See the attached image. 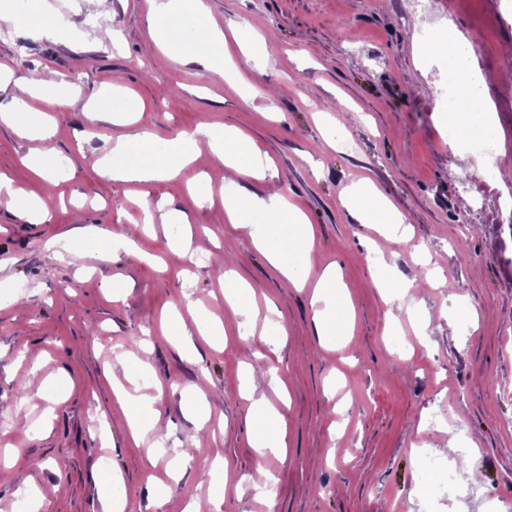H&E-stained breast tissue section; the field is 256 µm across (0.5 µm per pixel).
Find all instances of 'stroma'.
I'll return each mask as SVG.
<instances>
[{"label":"stroma","instance_id":"stroma-1","mask_svg":"<svg viewBox=\"0 0 512 512\" xmlns=\"http://www.w3.org/2000/svg\"><path fill=\"white\" fill-rule=\"evenodd\" d=\"M57 34L20 29L0 39L8 94L27 93L31 74L44 89L67 79L92 89L106 80L126 91L140 126L167 139L198 126L246 134L269 174L308 217L316 241L313 275L329 265L342 274L336 312L345 335L321 346L310 300L252 244L259 215L230 223L224 198L263 195L265 185L221 164L188 169L210 193L169 196L166 183H119L95 163L112 146L107 119L91 122L80 106L52 105L48 140L74 175L54 181L29 168L32 141L0 125V175L28 194L54 201L43 224L0 206V434L13 451L0 465V508L16 512L27 490L47 500L34 512H105L103 466L121 474L125 512H181L189 498L208 499L223 485L220 512H512V265L501 253V194L512 178L484 182L463 150L448 146V115L438 109L442 57L425 34L455 32L472 46L471 69L489 84L496 116L495 167L512 165L504 133L512 129V84L498 83L512 50V0H205L198 24L222 29L255 21L260 45L246 57L230 43L234 65L223 82L193 62L169 58L158 44L142 0H112L113 17L88 14L84 0H49ZM114 26L112 45L96 41ZM369 181L411 218L408 236L369 235L342 197ZM147 195L151 211L187 213L189 225L145 222L130 194ZM88 225L123 230L137 253L73 261L54 240ZM190 235L192 256L168 241ZM231 258L232 278L219 260ZM415 282L421 303L395 328L403 355L388 349V307L374 286L381 270ZM250 286L253 318L224 301L231 283ZM192 289L200 308L224 325L222 346H207L192 318L186 358L162 332L170 309L184 310ZM475 319H460V309ZM151 334L144 357L162 392L156 441L189 448L199 428L184 410L203 390L211 404L206 453L227 464L223 474L195 464L180 481L149 462L133 437L115 384L132 372L124 353L132 336ZM278 369L282 389L268 384ZM252 392H245L244 383ZM335 383L327 396V383ZM265 397L286 421L287 463L267 456L277 485L260 494L250 472L253 397ZM473 442L476 460L458 469L461 490L427 502L420 495L418 449L440 453L448 439ZM483 475L474 478V464Z\"/></svg>","mask_w":512,"mask_h":512}]
</instances>
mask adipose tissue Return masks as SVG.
Wrapping results in <instances>:
<instances>
[{
	"mask_svg": "<svg viewBox=\"0 0 512 512\" xmlns=\"http://www.w3.org/2000/svg\"><path fill=\"white\" fill-rule=\"evenodd\" d=\"M206 12L204 0H154L151 14L157 40L167 43V27L172 18L190 20ZM201 38L207 45L206 52L180 47L176 50L178 57L185 62L199 63L210 80H223V31L209 27L202 31ZM53 99L69 105L81 104L85 117L91 121L103 115L111 116L113 125L121 127L122 132L117 136L111 151L97 163L101 172L114 180L139 183L173 182L180 179L183 172L206 153L223 162L225 167L236 174L257 181L267 178L265 166L252 155L249 140L231 129L199 127L192 131H182L167 139L164 152L154 153L156 135L148 130L134 128V120L122 104L120 86L115 85L87 95L80 85L63 83L56 88ZM0 123L11 127L23 138L42 140L49 136L52 120L46 113L32 110L25 99L13 96L0 102ZM344 202L348 210L364 217L367 223L386 225L390 237L406 235L407 216L394 210L378 191L357 187L345 195ZM0 204L31 224L45 222L51 214L48 202L28 196L16 188L11 180L3 177H0ZM224 209L233 223L254 214L271 213V221L258 232L254 245L267 254L270 263L293 287L305 286L307 273L289 264L278 244L281 228L290 224L296 228V236L290 243L291 248L303 254L313 250L314 238L307 217L301 210L276 190L271 191L264 201L249 196L227 200ZM341 279V273L336 266L327 267L316 282L311 300L318 334L325 341L332 340L342 326L333 305ZM254 411V446L257 453L262 456L270 453L279 459H286L283 415L262 401L255 403Z\"/></svg>",
	"mask_w": 512,
	"mask_h": 512,
	"instance_id": "1",
	"label": "adipose tissue"
}]
</instances>
